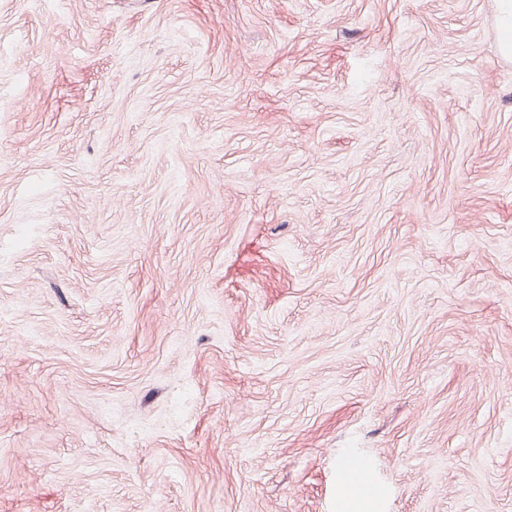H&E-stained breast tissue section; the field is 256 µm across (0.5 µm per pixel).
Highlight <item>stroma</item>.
<instances>
[{
    "instance_id": "1",
    "label": "stroma",
    "mask_w": 512,
    "mask_h": 512,
    "mask_svg": "<svg viewBox=\"0 0 512 512\" xmlns=\"http://www.w3.org/2000/svg\"><path fill=\"white\" fill-rule=\"evenodd\" d=\"M512 512L495 0H0V512Z\"/></svg>"
}]
</instances>
